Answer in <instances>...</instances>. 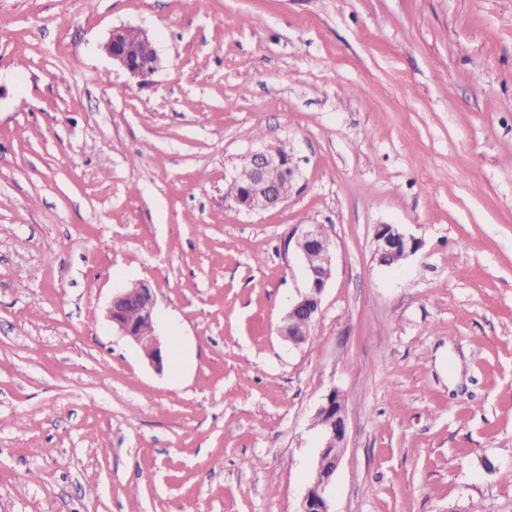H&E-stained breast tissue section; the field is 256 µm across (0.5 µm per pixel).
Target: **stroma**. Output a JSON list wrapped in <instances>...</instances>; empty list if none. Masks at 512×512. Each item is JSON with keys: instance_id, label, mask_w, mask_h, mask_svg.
<instances>
[{"instance_id": "1", "label": "stroma", "mask_w": 512, "mask_h": 512, "mask_svg": "<svg viewBox=\"0 0 512 512\" xmlns=\"http://www.w3.org/2000/svg\"><path fill=\"white\" fill-rule=\"evenodd\" d=\"M0 87V512H300L333 389L331 512H512V0H0ZM258 132L299 173L248 213ZM132 281L160 373L106 319ZM127 27L113 28L103 45L105 53L112 63L124 69L133 76L146 78L152 75L160 65L157 57L149 60H134L131 51L122 44L121 37ZM297 248L304 262L306 291L289 306L279 332L296 343L309 336V330L320 310L321 296L332 274L331 243L318 224H306L297 237ZM374 240V255L377 262L382 266H393L390 262L391 258L399 257L401 262L405 261L414 255L421 246L420 241L412 236H408L393 224L378 225Z\"/></svg>"}]
</instances>
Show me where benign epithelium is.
I'll use <instances>...</instances> for the list:
<instances>
[{"label": "benign epithelium", "mask_w": 512, "mask_h": 512, "mask_svg": "<svg viewBox=\"0 0 512 512\" xmlns=\"http://www.w3.org/2000/svg\"><path fill=\"white\" fill-rule=\"evenodd\" d=\"M123 27L112 29L103 45L112 63L133 76L146 78L160 65L158 58L134 60L131 51L122 44ZM250 164L233 170L231 182L241 188L233 197L235 205L246 212H258L275 207L286 200L279 183L270 178L278 171L288 180L297 175L294 156L279 147L259 143L250 150ZM375 252L377 262L391 265V259L406 260L421 246L420 241L407 235L393 224H380L376 228ZM297 248L304 262L307 278L306 291L289 306L279 332L286 340L296 343L309 336V330L320 310L321 296L330 278L327 262L332 254L331 243L317 224H306L297 237ZM138 305L145 321L155 323V296L150 285L133 282L117 289L107 311V319L120 335L129 339L156 371L164 370L168 362V343L165 337L153 332L140 336L136 325L125 319L126 309ZM313 425L321 435V446L311 480L305 490L300 512H330L328 497L332 476L338 468L346 435L345 408L338 391H330L317 408Z\"/></svg>", "instance_id": "7a95c632"}]
</instances>
